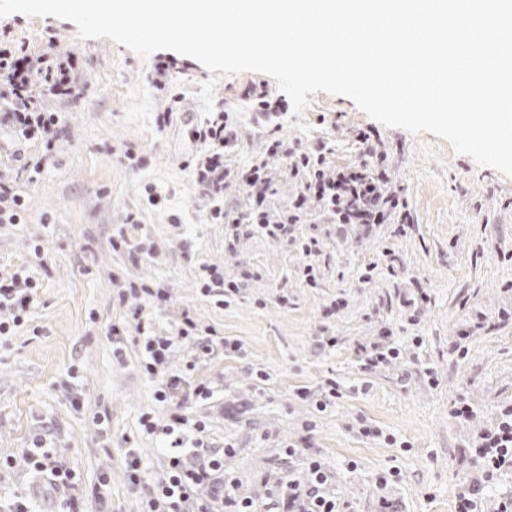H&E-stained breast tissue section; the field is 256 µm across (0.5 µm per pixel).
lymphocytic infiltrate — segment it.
<instances>
[{"label": "lymphocytic infiltrate", "mask_w": 512, "mask_h": 512, "mask_svg": "<svg viewBox=\"0 0 512 512\" xmlns=\"http://www.w3.org/2000/svg\"><path fill=\"white\" fill-rule=\"evenodd\" d=\"M77 67L73 56L42 54L31 56L25 47H0V128L9 129L18 140L31 141L42 136L56 124L57 117L40 111L36 92L68 98L79 88L74 76ZM194 137L205 145V152L197 159L193 178L202 196L212 202L209 218L212 223L226 224L232 230L242 225L261 228L269 236L285 237L293 234L296 225L306 223L310 212H318L327 224H359L373 227L378 224L406 226L411 222L407 201L387 189L391 171L385 153H377L373 161L360 160L326 170L331 149L326 142L298 150L283 141L271 139L267 158L251 161L246 168H231L224 161L236 150L239 130L229 112H214L197 126ZM279 156L289 160L291 175L298 181V191L288 208L278 217L270 215V198L274 194L277 173L268 160ZM234 179L246 190L250 206L237 210L226 206L223 199L224 183ZM170 339L148 336L144 339L147 357L146 370L158 382V402L165 403L173 396L182 400L207 397L209 389L197 385L181 390L180 376L167 370ZM183 417H173L170 424L158 426L152 419H144L147 433L159 434L171 441L168 463L153 484L147 501V512H214L210 503L194 498V489L207 481L212 470L221 463L211 459L208 465L187 468L182 458L184 439L176 429L185 425ZM477 469L467 488L458 495L456 512H478L486 488L502 470L512 468V408L503 409L496 427L483 435L478 448L472 449ZM310 479L305 488L295 481H287L282 488L289 500L304 499V512H336V501L327 492L329 475L318 461L309 464Z\"/></svg>", "instance_id": "lymphocytic-infiltrate-1"}]
</instances>
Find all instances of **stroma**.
Instances as JSON below:
<instances>
[{
  "label": "stroma",
  "instance_id": "35a3bbf8",
  "mask_svg": "<svg viewBox=\"0 0 512 512\" xmlns=\"http://www.w3.org/2000/svg\"><path fill=\"white\" fill-rule=\"evenodd\" d=\"M21 44L36 54L49 47L74 54L81 92L45 97L58 124L54 160L40 172L19 173L14 152L29 159L42 144L20 145L0 132V178L16 181L27 203L20 223H0V277L27 276L35 285L20 325L13 309L0 307V321L13 326L0 336V499L29 494L32 512H63L71 500L77 512H143L148 490L129 484L126 452L136 449L153 481L168 443L143 432L139 420L149 414L165 424L179 414L204 425L186 438L201 441L202 459L220 457L216 483L256 505L287 479L306 482L315 458L331 476L339 512H379L383 496L395 512H455L475 470L467 448L512 406V321L499 319L512 309V176L320 92L303 115L285 114L274 135L305 146L328 138L338 167L360 157L355 130L377 131L411 224L402 231L380 224L369 235L302 224L300 234L322 242L310 257L293 239L257 228L233 239L224 225L208 223L192 179L200 151L193 131L203 120L195 94L209 71L170 50L143 59L107 38L80 39L74 23L54 16L0 18V45ZM162 60L174 63L164 92L153 85ZM260 86L280 94L262 73L217 82L215 110L235 112L242 131L226 158L231 166L264 153L272 135L247 100ZM165 111L172 119L161 132L155 119ZM149 185L163 192L161 204H149ZM120 231L151 248V257L134 262L113 250ZM308 263L312 286L302 276ZM213 266L244 278L236 296L203 292V270ZM128 282L164 289L166 298L151 304L120 294ZM419 287L427 298L412 317L402 301ZM186 316L199 336L226 338L239 351L225 354L218 343L194 358L176 336ZM140 320L172 338L169 372L185 387L208 385L211 397L157 402V384L142 366ZM323 336L337 337L336 347L321 349ZM385 337L399 358L363 370L358 344ZM117 343L126 350L121 362L112 355ZM332 380L343 395L318 409ZM462 401L471 416L453 418ZM361 420L380 437L360 435ZM38 439L51 464L73 474L71 487L42 491L24 462Z\"/></svg>",
  "mask_w": 512,
  "mask_h": 512
}]
</instances>
